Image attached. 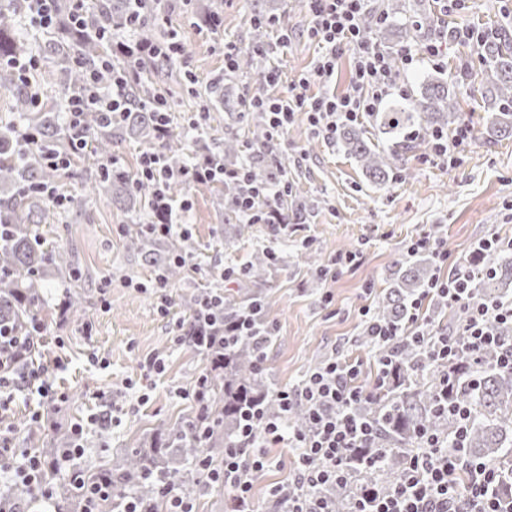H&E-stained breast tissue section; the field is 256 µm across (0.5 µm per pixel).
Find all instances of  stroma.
Here are the masks:
<instances>
[{
	"instance_id": "1",
	"label": "stroma",
	"mask_w": 512,
	"mask_h": 512,
	"mask_svg": "<svg viewBox=\"0 0 512 512\" xmlns=\"http://www.w3.org/2000/svg\"><path fill=\"white\" fill-rule=\"evenodd\" d=\"M270 5L277 24L257 31L253 20L261 5ZM170 23L180 33L183 52L173 81L162 85L172 105L175 132L194 140L197 134L223 139L236 135L251 142L248 124H227L214 113L200 129L190 117L207 104V89L224 73V43L249 47L265 44L269 64L279 66L282 81L257 85L246 75L226 81L233 97H284L301 73L313 68L320 49L307 36L309 15L304 0H224V27L213 33L187 21L186 0H170ZM512 23V0H466L453 14L438 13L434 26L422 29L417 43L446 28L496 31ZM481 65L470 44L452 43L442 64L424 59L410 69L405 95H413L428 76L452 77L462 104L460 122L472 128L471 141L460 147L453 163L428 160L429 148L417 145L398 163L388 184H373L359 163L335 140L312 129L296 113L282 145L288 158V202H310L301 219L287 224H251L233 243L224 241V213L212 186H187L189 206L180 219L187 224L197 251L188 259L183 280L161 291L153 286L151 268L125 248L127 217L93 192L98 161H85L78 172L63 175L58 191L82 198V209H49L37 227L53 246L70 252L80 273V315L61 316L57 304L64 287L47 280L44 311L48 327L42 337L43 363L56 387L68 394L53 420L56 429L88 423L82 462L98 466L111 453L140 446L162 422L187 418L192 401L175 395L191 389L206 366L202 355L178 341V324L194 294L237 285L224 271L240 269L252 254L272 250L282 258L279 275L264 285L266 318L273 341L265 349V374L273 388L300 382L316 361L357 359L364 382L374 377L378 350L364 340L361 309H376L393 263L409 257L420 237H429L448 252L434 276L466 270L480 241L496 234L512 238V139L491 136L482 92ZM168 314H161V301ZM160 358L162 374L146 364ZM109 410L112 426L100 431L91 416Z\"/></svg>"
}]
</instances>
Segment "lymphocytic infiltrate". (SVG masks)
<instances>
[{
  "mask_svg": "<svg viewBox=\"0 0 512 512\" xmlns=\"http://www.w3.org/2000/svg\"><path fill=\"white\" fill-rule=\"evenodd\" d=\"M368 0H308L310 25L308 33L322 50L311 73L303 75L288 87L284 98L257 101L256 106L267 118L270 141L281 143L295 113H305L315 130L335 134L342 124L356 121L360 116L379 111L384 102L402 89L406 70L418 56L438 61L442 58L445 38H433L420 49L401 48V67H393L387 56L368 35L363 24ZM348 48L353 52V69L349 87L343 94L330 92L336 79L337 53ZM111 69L112 87L103 89L98 80L102 69ZM82 89L71 96L67 111L71 125H79L82 114L92 107L120 108L122 95L130 73L126 66L106 58L99 65L85 69ZM325 86V93L313 95L311 83ZM140 174L155 188V205L167 210L169 221L160 225L163 234L182 231L177 213L171 212L166 190L170 180L183 177L185 181L202 184L214 177L241 182L244 193L237 207L244 223H256L254 211L257 200L263 199L269 208H276L284 192L279 182H259L248 172L227 170L212 161L175 174L162 157L153 151L143 153ZM476 273L458 274L435 280L426 296L436 295L449 306L462 310L463 320L457 334L428 336L420 326L425 313L426 296L410 303V314L400 326L383 325L372 321L367 325L370 336L382 344L398 345L405 339L424 341L431 363L447 366L460 358L479 361L481 354L496 349L498 368L512 371V340L507 341L493 332L495 324L512 322V304L494 302L469 305L471 285ZM361 363L354 359H331L310 372L298 385L277 391L276 398L282 414L267 416L255 409L242 417L237 438L224 450V465L209 471L206 485L230 491L239 506L251 503L252 477L265 470L270 460L264 452L269 442H287L294 451L288 481L271 487L275 498H285L284 512H329L320 489L332 482L344 481L350 467L349 452L368 447L376 433L370 420L356 417L357 402L371 399L376 389L385 383L377 376L372 386L360 382ZM35 390L40 398L59 399L46 371L35 370L17 379L0 380V410H8L15 393ZM298 404L306 405L312 423L310 433L290 429L287 415ZM419 446L410 455L399 480L389 494L373 500L356 501L352 512H512V505L501 496V473L492 465L466 464L436 435L423 433ZM467 473L466 482H459L460 473ZM298 487L299 495L289 496V487Z\"/></svg>",
  "mask_w": 512,
  "mask_h": 512,
  "instance_id": "obj_1",
  "label": "lymphocytic infiltrate"
}]
</instances>
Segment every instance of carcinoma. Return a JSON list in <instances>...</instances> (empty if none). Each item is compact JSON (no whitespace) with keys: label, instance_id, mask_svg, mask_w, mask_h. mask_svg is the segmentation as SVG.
I'll list each match as a JSON object with an SVG mask.
<instances>
[{"label":"carcinoma","instance_id":"1","mask_svg":"<svg viewBox=\"0 0 512 512\" xmlns=\"http://www.w3.org/2000/svg\"><path fill=\"white\" fill-rule=\"evenodd\" d=\"M140 5L147 12L144 28L149 19L160 18L167 10L162 0H99L95 10L85 18V29L75 30L68 23L66 5L57 4L61 20L45 48L57 98L49 108L37 111L10 65L31 53L30 44L16 28L22 0H0V91L11 94L19 119L17 123L0 126V333L15 345L13 349L7 345L0 347V373L5 376L27 372L41 363L40 337L46 331L42 282L52 278L73 283L79 279L77 268L65 250L44 248L39 236L32 233L31 225L39 222L43 205L50 202L38 188L56 185L64 171L48 163L47 154L66 155L68 168L72 169L82 146L92 147L96 157L104 160L95 190L110 196L131 223L125 234L126 249L140 256L168 284L182 279L183 261L196 251L194 242L186 234L159 235L149 224L141 223V210L146 205L151 210L150 224H164L169 216L154 207V188L149 182L118 164H110L112 145L127 139L145 143L158 151L174 170L193 168L207 156L227 167H238L241 142L234 136L224 139L222 150L212 148L204 137L196 139L190 150L186 141L172 130L159 135L153 105L155 94L148 91L145 83L161 82L173 69L174 58L151 54L148 49H166L170 31L160 27L153 34L132 41L100 38L103 29L124 32L131 11ZM223 6L224 0H206L197 6L191 20L199 23L207 15L220 18ZM409 12L407 0H391L383 10L387 22L375 32L394 63L398 56L393 48L412 37L411 30L400 20ZM477 52L485 75L482 96L493 105L491 127L501 136L512 138V38L504 35L481 39L477 41ZM77 58L89 64L104 58H112L118 64L127 59L135 63L139 77L127 87L129 110L122 117L114 120L110 114L90 109L82 117L80 130L71 127L61 109L84 84V69L75 62ZM237 71L251 75L258 85L267 78L259 52L243 51ZM207 97L210 110L222 111L232 121L242 118L245 102L226 97L223 78L210 83ZM460 111V101L449 90L448 81L439 77L422 85L418 94L394 100L370 115L374 125L390 135L391 145L387 148L380 150L372 145L354 123L343 124L336 139L375 183L384 184L396 169L400 153L414 148L416 134L423 133L421 142H427L432 132H444L455 123ZM252 121L253 140L259 143V148L247 169L259 180H276L286 172L281 147L269 143L259 112H253ZM239 195L238 185L224 184V192L217 197L218 208L227 213L236 212L235 201ZM311 207L312 204L303 201L290 212L285 198L277 206L275 222L286 224L290 218L297 220ZM281 263L280 257L270 250L252 255L236 274L240 299L224 302V322H233L242 313L256 308L257 330H267L260 285L279 270ZM471 266L490 268V273L473 290L471 302L500 301L501 287L508 282L512 284V258L506 260L498 252L478 249ZM431 273L432 263L425 253L405 265L399 264L388 280L376 319L390 325L404 323L409 301L428 285ZM199 301L198 296L191 298V314L184 326V341L197 350L202 349L193 336ZM81 305V294L68 287L58 308L62 313L74 315ZM270 342L271 337L265 335L243 336L222 356L207 353L202 397L194 402L192 419L173 426L161 423L153 430L149 447L128 448L121 456L80 473V483L84 484L81 489L54 465L61 451L70 447L71 436L59 437L43 428L28 433L23 439L24 449L45 460L41 481L53 492V497L45 500L35 487L9 480L0 485V507L6 512H39L46 506L55 512H85L87 508L98 512H129L132 501L141 512H169L170 498L160 490L162 479L183 498L195 500L197 487L205 478L200 459L213 468L223 464L224 448L235 440L242 413L256 406L270 416L279 413L275 393L266 383L264 370L258 363L259 351ZM378 350L379 355L392 359L390 384L372 402L357 407V413L373 420L378 428L376 447L352 449L350 457L356 483L343 482L322 490L336 512H347L353 499L368 490L380 495L389 492L401 476L419 432L433 433L450 445L456 438L458 422L437 396L439 372H434L429 385L418 386L413 382L415 372L432 368L425 345L404 341L391 349L380 345ZM495 358L494 351H485L483 366L477 371L468 361L458 365L455 398L472 412L461 448L464 458L497 464L507 474L512 473V463L504 458L502 449L512 447V372L496 368ZM289 423L298 431L308 430L307 408L294 407ZM365 453L379 458L375 467H357L359 456ZM99 487L104 494L93 502L88 501L85 491Z\"/></svg>","mask_w":512,"mask_h":512}]
</instances>
